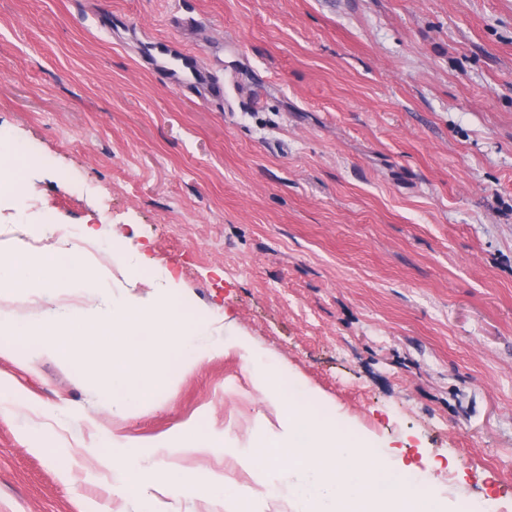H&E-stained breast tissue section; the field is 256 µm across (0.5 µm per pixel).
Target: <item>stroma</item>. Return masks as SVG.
<instances>
[{
	"label": "stroma",
	"mask_w": 512,
	"mask_h": 512,
	"mask_svg": "<svg viewBox=\"0 0 512 512\" xmlns=\"http://www.w3.org/2000/svg\"><path fill=\"white\" fill-rule=\"evenodd\" d=\"M223 83L153 67L174 18ZM0 256L98 246L113 301H174L243 339L308 409L417 466L446 512H512V0H0ZM65 288L0 292V314L57 311ZM157 375L112 411L111 346L0 341V512H136L109 440L196 476L182 434L252 440L283 423L238 351ZM155 512H225L149 486ZM56 238L59 241L61 250L58 252L57 257L59 263L66 267L68 265L69 253L68 250L74 245L81 247H89L80 238L79 230L72 225H60L56 231Z\"/></svg>",
	"instance_id": "obj_1"
}]
</instances>
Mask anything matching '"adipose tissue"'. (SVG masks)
Returning <instances> with one entry per match:
<instances>
[{
    "instance_id": "1",
    "label": "adipose tissue",
    "mask_w": 512,
    "mask_h": 512,
    "mask_svg": "<svg viewBox=\"0 0 512 512\" xmlns=\"http://www.w3.org/2000/svg\"><path fill=\"white\" fill-rule=\"evenodd\" d=\"M62 284L74 285L89 293L100 286L97 276L82 269L80 263L70 262L64 270L49 253L33 256L17 252L5 259L0 257V288H53Z\"/></svg>"
}]
</instances>
